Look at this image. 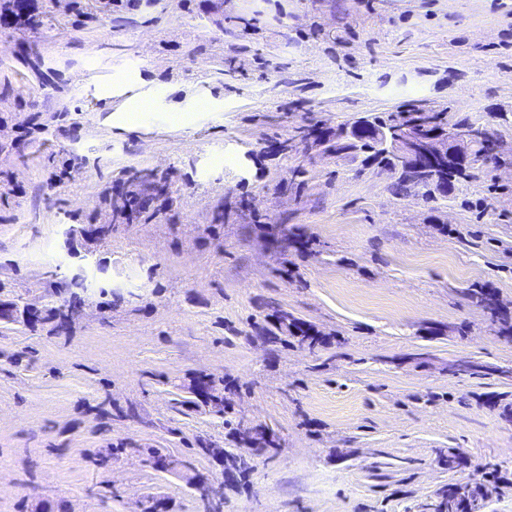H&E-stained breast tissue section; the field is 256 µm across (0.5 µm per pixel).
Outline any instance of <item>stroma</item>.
<instances>
[{"label": "stroma", "mask_w": 512, "mask_h": 512, "mask_svg": "<svg viewBox=\"0 0 512 512\" xmlns=\"http://www.w3.org/2000/svg\"><path fill=\"white\" fill-rule=\"evenodd\" d=\"M35 37L43 79L13 54ZM412 99L512 113V0H153L105 27H0V303L19 308L0 512H199L138 451L223 482L214 446L248 466L224 512H424L488 466L483 512H512V341L467 299L512 317V168L430 202L298 137ZM78 271L68 332L28 326ZM283 314L324 346L257 338ZM464 361L493 372H449ZM202 372L236 382L225 416L190 405ZM241 420L276 448L252 455Z\"/></svg>", "instance_id": "1"}]
</instances>
